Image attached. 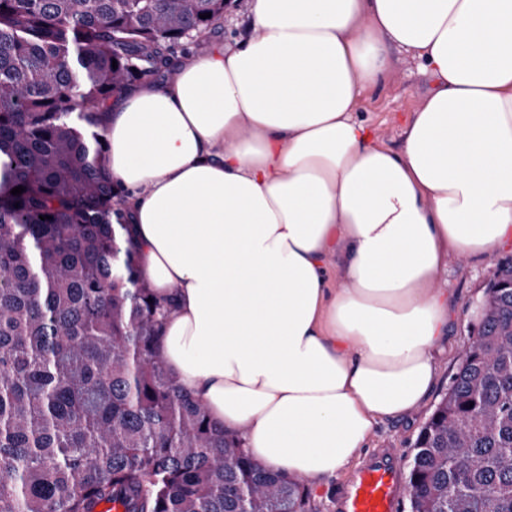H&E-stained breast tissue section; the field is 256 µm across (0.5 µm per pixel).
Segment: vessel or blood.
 <instances>
[{
    "instance_id": "obj_1",
    "label": "vessel or blood",
    "mask_w": 512,
    "mask_h": 512,
    "mask_svg": "<svg viewBox=\"0 0 512 512\" xmlns=\"http://www.w3.org/2000/svg\"><path fill=\"white\" fill-rule=\"evenodd\" d=\"M406 496L405 476L392 449L372 453L341 487L336 512H399Z\"/></svg>"
}]
</instances>
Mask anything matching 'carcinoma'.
Here are the masks:
<instances>
[{
	"instance_id": "1",
	"label": "carcinoma",
	"mask_w": 512,
	"mask_h": 512,
	"mask_svg": "<svg viewBox=\"0 0 512 512\" xmlns=\"http://www.w3.org/2000/svg\"><path fill=\"white\" fill-rule=\"evenodd\" d=\"M227 5L0 0V512H318L160 358L170 306L105 156L106 101ZM492 281L415 440L411 512H512V258Z\"/></svg>"
}]
</instances>
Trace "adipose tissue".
I'll return each instance as SVG.
<instances>
[{
  "mask_svg": "<svg viewBox=\"0 0 512 512\" xmlns=\"http://www.w3.org/2000/svg\"><path fill=\"white\" fill-rule=\"evenodd\" d=\"M249 32L104 116L159 353L265 470L327 485L421 404L449 253L512 243V0H252ZM410 53L399 148L358 116ZM342 287H332L328 267Z\"/></svg>",
  "mask_w": 512,
  "mask_h": 512,
  "instance_id": "adipose-tissue-1",
  "label": "adipose tissue"
}]
</instances>
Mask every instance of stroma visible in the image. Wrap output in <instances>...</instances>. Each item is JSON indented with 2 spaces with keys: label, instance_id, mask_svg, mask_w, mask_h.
Returning <instances> with one entry per match:
<instances>
[{
  "label": "stroma",
  "instance_id": "stroma-1",
  "mask_svg": "<svg viewBox=\"0 0 512 512\" xmlns=\"http://www.w3.org/2000/svg\"><path fill=\"white\" fill-rule=\"evenodd\" d=\"M391 55L395 63L394 73L363 94L359 112L361 119L373 128L382 142L395 147L401 140L410 112L431 89L433 80L418 70L408 54L395 48ZM506 256H512V244L481 258L463 259L449 255L437 282L438 287L447 289L452 301L448 314V340L439 344L434 353L437 384L417 409L378 424L367 439V448L397 449L401 465L409 466L415 439L446 392L459 354L475 332L477 322L471 306L484 295L497 259Z\"/></svg>",
  "mask_w": 512,
  "mask_h": 512
}]
</instances>
